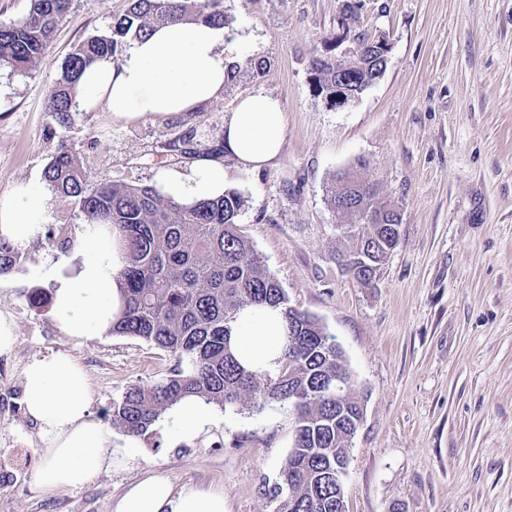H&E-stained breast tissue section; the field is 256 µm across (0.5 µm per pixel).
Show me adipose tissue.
I'll return each mask as SVG.
<instances>
[{
    "label": "adipose tissue",
    "mask_w": 512,
    "mask_h": 512,
    "mask_svg": "<svg viewBox=\"0 0 512 512\" xmlns=\"http://www.w3.org/2000/svg\"><path fill=\"white\" fill-rule=\"evenodd\" d=\"M225 31L202 21H171L135 40L119 59H97L78 81L77 108H100L114 120L133 123L147 117L178 119L224 95L232 60ZM285 115L277 99L255 92L224 118V150L242 166L269 165L282 150ZM159 184L172 200L191 204L224 193V168L203 158L191 174L160 172ZM47 222L43 192L20 184L0 194V237L24 246L41 238ZM125 255L111 225L88 224L70 257L41 265L38 277L51 291V317L57 330L73 339L110 332L123 298L118 272ZM235 348L253 368L278 366L284 322L268 307L244 310L234 327ZM26 411L40 427L45 446L35 485L43 491L92 483L113 463L112 432L93 419L88 376L72 356L56 353L29 363L23 372ZM174 438L188 442L207 433L215 421L209 405L190 396L169 411ZM112 512H226L218 491L175 492L171 480L151 474L133 483Z\"/></svg>",
    "instance_id": "obj_1"
}]
</instances>
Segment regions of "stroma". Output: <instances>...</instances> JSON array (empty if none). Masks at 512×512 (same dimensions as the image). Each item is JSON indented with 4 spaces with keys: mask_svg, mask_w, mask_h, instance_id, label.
Instances as JSON below:
<instances>
[{
    "mask_svg": "<svg viewBox=\"0 0 512 512\" xmlns=\"http://www.w3.org/2000/svg\"><path fill=\"white\" fill-rule=\"evenodd\" d=\"M125 5L74 0L34 66L0 67V194L45 189L47 227L66 231L25 246L18 269L0 276V314L17 336L0 356V462L13 465L0 512H112L150 472L178 489H223L227 512H275L290 406L216 407L210 436L177 447L161 417L110 472L47 492L34 484L44 443L22 377L31 361L70 353L88 374L94 417L111 423L114 400L174 365L134 336H64L32 305L34 269L83 230L78 206L46 189L59 146L75 150L89 187L153 186L160 170L194 164L167 152L171 141L218 144L227 112L255 91L282 104V153L258 170L222 156L224 186L244 200L241 233L290 305L334 337L365 400L343 476L347 512H512V0H362L353 31L385 36L388 66L338 108L315 91L311 66L352 60L353 41L335 40L345 0H221L239 71L223 98L183 119L123 124L101 109L59 127L49 91L66 57L107 34ZM348 168L402 214L399 245L369 286L338 263L350 242L327 194Z\"/></svg>",
    "mask_w": 512,
    "mask_h": 512,
    "instance_id": "1",
    "label": "stroma"
}]
</instances>
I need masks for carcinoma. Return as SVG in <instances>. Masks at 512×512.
I'll use <instances>...</instances> for the list:
<instances>
[{
	"instance_id": "obj_1",
	"label": "carcinoma",
	"mask_w": 512,
	"mask_h": 512,
	"mask_svg": "<svg viewBox=\"0 0 512 512\" xmlns=\"http://www.w3.org/2000/svg\"><path fill=\"white\" fill-rule=\"evenodd\" d=\"M73 0H31L18 21L0 23V65L25 70L42 57L71 10ZM185 17L224 26L219 0H128L125 13L106 35L80 43L65 59L51 89V116L68 128L75 123L76 81L90 63L115 55L128 35L141 38L166 20ZM387 40L362 43L358 68L339 71L317 58L312 82L322 89L343 77L357 94L388 64ZM50 189L78 205L86 224L119 231L126 262L119 271L124 309L111 333L136 336L175 358L169 375L131 386L112 404V423L133 437L146 433L183 397L193 395L224 408H253L279 402L295 412L294 444L271 490L275 512H347L344 484L331 478L336 454L345 451L362 415L354 379L342 352L315 317L288 305V297L239 232L243 199L234 190L183 205L156 188L102 184L88 188L72 149L63 144L45 171ZM331 206L349 204L381 212L376 189L345 172L329 195ZM392 217L378 224L351 225L353 250L345 265L362 284L385 263L399 238ZM21 248L0 239V275L23 260ZM280 310L286 324L283 353L275 374L241 364L229 345L238 315L249 307ZM346 377L345 399L336 402V374Z\"/></svg>"
}]
</instances>
